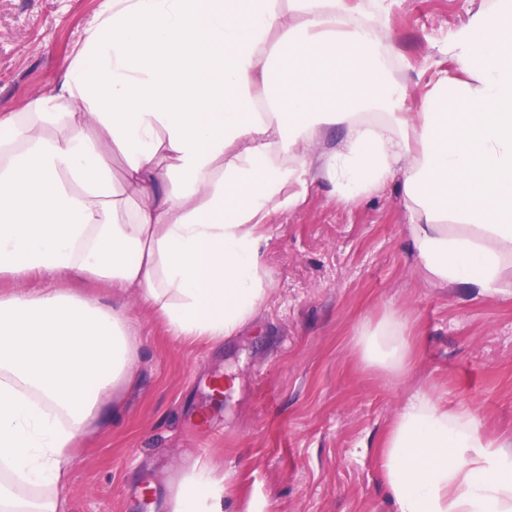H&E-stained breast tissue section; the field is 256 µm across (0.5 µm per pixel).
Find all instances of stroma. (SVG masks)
<instances>
[{"instance_id": "stroma-1", "label": "stroma", "mask_w": 512, "mask_h": 512, "mask_svg": "<svg viewBox=\"0 0 512 512\" xmlns=\"http://www.w3.org/2000/svg\"><path fill=\"white\" fill-rule=\"evenodd\" d=\"M483 0H387L391 62L419 101L450 31ZM101 0H0V114L54 87ZM398 182L345 203L330 183L274 214L261 260L272 291L238 336L212 347L177 339L136 299V384L122 414L73 451L64 512H168L194 465L217 464L224 512H395L376 454L407 398L422 391L478 409L483 431L512 440V291L429 283L407 250ZM46 288L112 299L88 278L0 279V293ZM393 312L415 338L400 379L363 369L358 329ZM215 433L201 439L196 410Z\"/></svg>"}]
</instances>
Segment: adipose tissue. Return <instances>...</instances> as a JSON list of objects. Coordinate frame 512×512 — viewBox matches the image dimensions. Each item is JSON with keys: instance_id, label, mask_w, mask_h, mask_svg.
<instances>
[{"instance_id": "obj_1", "label": "adipose tissue", "mask_w": 512, "mask_h": 512, "mask_svg": "<svg viewBox=\"0 0 512 512\" xmlns=\"http://www.w3.org/2000/svg\"><path fill=\"white\" fill-rule=\"evenodd\" d=\"M384 11L383 0H105L60 84L0 117V277L103 279L173 336L217 344L270 294L272 213L321 182L349 203L396 180L426 279L502 291L512 0L453 32V69L413 112L387 62ZM333 127L343 137L321 149ZM355 348L392 378L414 354L394 315L363 325ZM137 353L127 305L0 297V512H59L71 450L116 422L107 401L134 382ZM378 458L396 512H512V443L488 438L474 407L414 393ZM211 472L185 475L172 512H224Z\"/></svg>"}]
</instances>
